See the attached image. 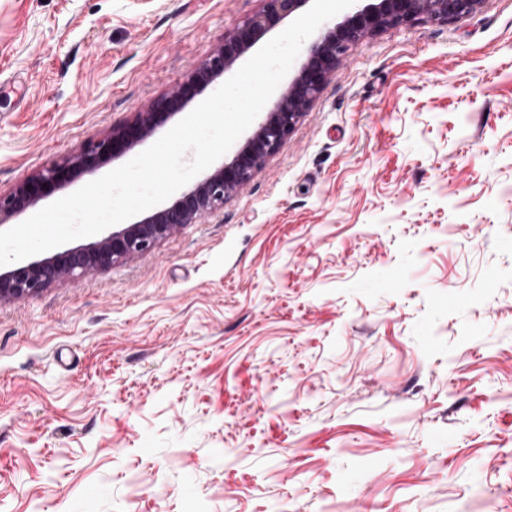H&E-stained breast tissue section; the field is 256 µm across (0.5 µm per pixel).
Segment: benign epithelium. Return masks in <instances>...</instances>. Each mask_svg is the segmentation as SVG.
Masks as SVG:
<instances>
[{
	"mask_svg": "<svg viewBox=\"0 0 512 512\" xmlns=\"http://www.w3.org/2000/svg\"><path fill=\"white\" fill-rule=\"evenodd\" d=\"M266 6L224 35L209 58L194 67L171 92L134 118L77 152L31 175L0 194V223L21 215L76 179L93 175L110 161L150 138L205 86L230 71L236 62L284 18L310 0H264ZM482 0H355L343 20L327 25L297 61L295 74L274 107L252 135L222 165L205 173L173 203L136 224L109 231L95 241L29 263L0 268V301L39 294L64 279L103 272L112 265L153 249L186 224H198L224 209V201L241 190L265 158L288 139L296 125L336 72L349 47L361 38L392 26L420 22L446 24L475 12Z\"/></svg>",
	"mask_w": 512,
	"mask_h": 512,
	"instance_id": "1",
	"label": "benign epithelium"
}]
</instances>
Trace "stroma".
Segmentation results:
<instances>
[{
  "label": "stroma",
  "mask_w": 512,
  "mask_h": 512,
  "mask_svg": "<svg viewBox=\"0 0 512 512\" xmlns=\"http://www.w3.org/2000/svg\"><path fill=\"white\" fill-rule=\"evenodd\" d=\"M264 0H0V192ZM0 512H512V0L353 44L223 210L0 302Z\"/></svg>",
  "instance_id": "obj_1"
}]
</instances>
